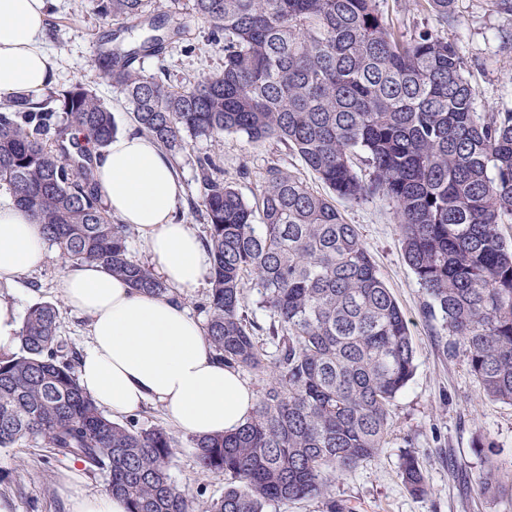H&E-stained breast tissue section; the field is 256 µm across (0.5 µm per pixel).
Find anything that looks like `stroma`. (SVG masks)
<instances>
[{"mask_svg":"<svg viewBox=\"0 0 512 512\" xmlns=\"http://www.w3.org/2000/svg\"><path fill=\"white\" fill-rule=\"evenodd\" d=\"M456 12L458 24L439 33L456 45L465 63L477 111L512 110V78L504 71L512 64V44L506 41L512 17L495 12L489 0H457ZM174 19L180 36L166 43L162 53L139 58L136 66L147 74L165 67L172 84L190 86L223 67L224 45L213 39L211 25L194 15L186 0L177 5ZM114 30L112 19L94 12L88 0H49L45 41L57 62L54 88L89 85L126 134L132 120L123 92L96 78L100 45ZM203 153L221 156L225 182L249 201L259 194L271 162L294 172L305 170L298 156L273 139L254 144L227 133L217 141L192 142L174 164L185 189L177 218L198 232L203 225L188 201L197 195L194 160ZM244 168L250 171L245 179L239 175ZM338 208L347 223L356 225L410 320L417 370L390 408L391 430L377 459L335 482L337 501L350 512H512L511 496L492 497L483 489L487 458L512 463V404L481 396L457 337L432 334L423 314L427 297L403 257L391 203L379 198L342 201ZM62 273L59 265L44 262L27 275L12 302L21 314L38 301L58 304L59 332L78 350L86 341L88 320L62 307L57 288ZM179 440L169 464L174 483L202 499L223 494L222 475H199L189 434H180ZM408 450L417 453L426 470V495L412 494L400 477L401 457ZM69 480L91 492L107 488L104 473L79 460H57L50 449H0V499L10 502L12 512H68L61 489Z\"/></svg>","mask_w":512,"mask_h":512,"instance_id":"35a3bbf8","label":"stroma"}]
</instances>
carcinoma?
Returning <instances> with one entry per match:
<instances>
[{
  "mask_svg": "<svg viewBox=\"0 0 512 512\" xmlns=\"http://www.w3.org/2000/svg\"><path fill=\"white\" fill-rule=\"evenodd\" d=\"M119 24L152 34L124 48L106 39L98 79L121 89L133 131L175 157L189 140L226 133L276 139L320 182L319 192L273 162L254 202L224 182V167L196 156L211 255L204 335L224 366L259 376L260 398L237 431L194 436L202 475L224 493L201 500L168 471L180 442L167 428L114 420L74 374L77 353L59 335V311L36 302L19 344L0 354V448H49L103 470L128 512H267L318 500L346 512L333 483L373 461L390 405L416 368L408 318L336 200L392 202L404 257L429 298L427 313L462 345L483 395L512 403V111H475L476 90L453 43L433 28L407 39L379 0H190L224 40V66L192 86L134 63L181 34L147 0H89ZM438 25L458 22L456 0H416ZM118 135L112 112L86 86L0 103V192L42 226L62 267L85 262L137 291L171 289L132 258L131 227L98 193L97 159ZM370 170L362 177L359 165ZM257 289L261 324L246 302ZM488 470L484 490L512 493ZM401 477L428 492L408 450Z\"/></svg>",
  "mask_w": 512,
  "mask_h": 512,
  "instance_id": "cac0c4a2",
  "label": "carcinoma"
}]
</instances>
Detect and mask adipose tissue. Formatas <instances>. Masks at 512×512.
<instances>
[{"label": "adipose tissue", "mask_w": 512, "mask_h": 512, "mask_svg": "<svg viewBox=\"0 0 512 512\" xmlns=\"http://www.w3.org/2000/svg\"><path fill=\"white\" fill-rule=\"evenodd\" d=\"M49 0H0V98H39L55 64L44 33ZM95 178L105 205L139 233L153 272L175 291L204 286L211 260L201 237L174 213L183 187L173 165L144 135L117 136L98 160ZM40 227L12 201L0 199V288H19L45 258ZM58 288L72 311L90 316L79 354L78 382L96 405L118 419L160 406L194 436L240 428L254 394L225 367L201 325L180 301L135 291L95 263L69 269ZM69 512H127L122 497L66 484Z\"/></svg>", "instance_id": "adipose-tissue-1"}]
</instances>
